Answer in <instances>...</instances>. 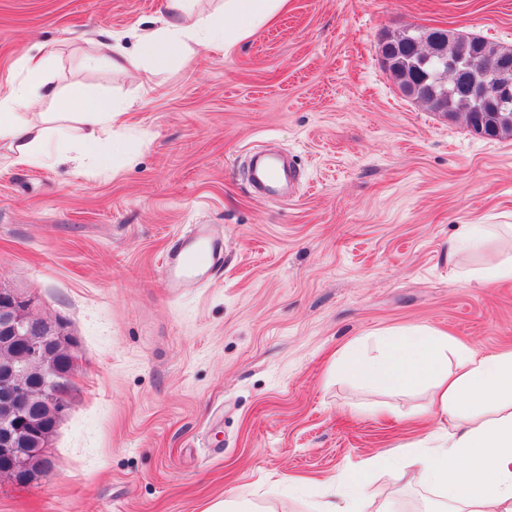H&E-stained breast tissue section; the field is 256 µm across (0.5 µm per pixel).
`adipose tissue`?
<instances>
[{
	"label": "adipose tissue",
	"instance_id": "adipose-tissue-1",
	"mask_svg": "<svg viewBox=\"0 0 512 512\" xmlns=\"http://www.w3.org/2000/svg\"><path fill=\"white\" fill-rule=\"evenodd\" d=\"M194 2L164 0L158 27L139 35L133 55L123 47L122 33L101 31L99 45L108 52L107 65L118 72L146 66L161 71L188 58L199 41L226 50L288 6V0H224L206 13L195 10ZM54 54L49 45L24 54V78L0 92V143L9 147V163L32 167L54 155L78 165L90 160L100 171H109L115 158L112 146L124 137L133 102L88 93L66 103L59 119L21 118L22 110L59 98L46 69ZM495 236L484 224L461 225L448 255L456 257L466 247L481 249L484 266L477 281L488 286L512 280V257L502 258L493 248ZM336 369L369 388L429 389L425 413L443 436L430 446L408 449L399 472L406 485L438 493L437 512H512L511 351L481 355L435 328L418 327L390 334L375 353L355 348L340 354ZM389 464L377 456L341 470L334 479L337 499L321 501L318 512H367L370 503L360 493L365 477Z\"/></svg>",
	"mask_w": 512,
	"mask_h": 512
}]
</instances>
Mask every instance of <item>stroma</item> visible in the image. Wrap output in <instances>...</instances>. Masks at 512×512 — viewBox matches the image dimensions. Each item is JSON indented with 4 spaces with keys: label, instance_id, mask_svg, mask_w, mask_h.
Masks as SVG:
<instances>
[{
    "label": "stroma",
    "instance_id": "obj_1",
    "mask_svg": "<svg viewBox=\"0 0 512 512\" xmlns=\"http://www.w3.org/2000/svg\"><path fill=\"white\" fill-rule=\"evenodd\" d=\"M162 2L0 0V85L45 43L63 97L134 103L112 171L14 168L0 149V282L78 342L51 470L0 478V512H315L338 470L424 437L426 392L366 389L337 374L342 350L421 325L512 350V282H467L477 250L448 263L459 225L512 224V136L426 110L379 62L382 36L414 26L512 49V0H288L229 50L197 45L154 75L84 67L100 30ZM263 149L299 169L287 198L246 182ZM199 224L222 231L224 263L171 290L163 257ZM365 493L435 506L390 469Z\"/></svg>",
    "mask_w": 512,
    "mask_h": 512
}]
</instances>
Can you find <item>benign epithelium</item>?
<instances>
[{"mask_svg":"<svg viewBox=\"0 0 512 512\" xmlns=\"http://www.w3.org/2000/svg\"><path fill=\"white\" fill-rule=\"evenodd\" d=\"M489 69L499 81V104H512V64L500 60ZM33 307L31 298L0 282V473L21 484L49 471L45 427L30 405L41 403L53 422L61 420L70 407L64 388L75 367L61 372L54 356L77 347L65 323L48 322Z\"/></svg>","mask_w":512,"mask_h":512,"instance_id":"benign-epithelium-1","label":"benign epithelium"}]
</instances>
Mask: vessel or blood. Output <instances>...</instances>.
Here are the masks:
<instances>
[{
    "label": "vessel or blood",
    "instance_id": "b4317fda",
    "mask_svg": "<svg viewBox=\"0 0 512 512\" xmlns=\"http://www.w3.org/2000/svg\"><path fill=\"white\" fill-rule=\"evenodd\" d=\"M287 171L277 159L268 158L256 164L253 180L268 195H276ZM224 263V240L215 236L208 225H198L192 233L178 240L163 259L166 283L171 288L198 284L208 279Z\"/></svg>",
    "mask_w": 512,
    "mask_h": 512
}]
</instances>
